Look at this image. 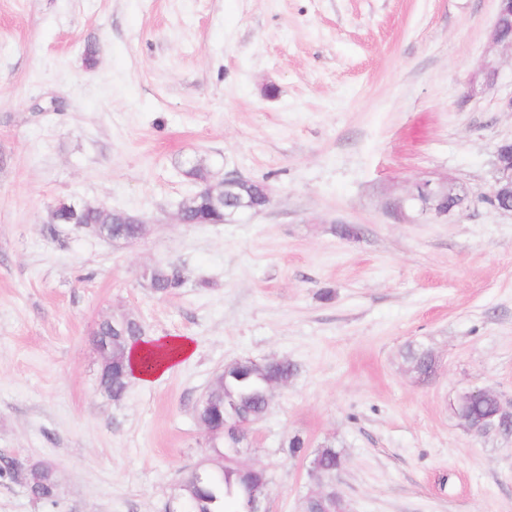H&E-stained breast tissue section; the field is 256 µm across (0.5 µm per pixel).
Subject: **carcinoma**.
<instances>
[{"label":"carcinoma","instance_id":"obj_1","mask_svg":"<svg viewBox=\"0 0 512 512\" xmlns=\"http://www.w3.org/2000/svg\"><path fill=\"white\" fill-rule=\"evenodd\" d=\"M185 176L197 184L195 210L184 214L188 221L209 220L217 223L224 218V203L212 200L200 192V188L209 183L207 174L199 164H191L184 170ZM64 224L77 227L83 224H100L105 235L112 241H136L144 232L138 224H123L121 217L105 210L101 205L77 204L75 208L68 203L58 205L52 221L44 225L46 234L54 236L58 226ZM144 275L152 285L155 294H170L185 284L181 270L172 264L155 263L146 267ZM145 328L137 317H130L124 330H113L112 318L101 320L94 345H108L112 365L100 370L98 384L113 401L122 400L130 383V372L126 361L128 348L144 340ZM404 359L410 367L428 372L433 368L430 349L422 345H410L404 353ZM296 366L286 358L272 357L265 360L262 367L249 363L241 369L224 374L219 371L203 394L196 400L194 412L196 419L207 433V445L211 454L204 468H191L177 484L185 491L184 512H252V496L266 490L270 485L268 471L262 468H250L243 465L228 439L224 435V422L261 419L268 411L267 392L284 374H295ZM496 402L492 397L471 400L459 412V423L470 425L495 412ZM311 462L318 466V472L333 474L343 465L342 453L333 446H323L314 451ZM28 494L37 503L54 505L57 502L59 478L57 469L45 460L27 463Z\"/></svg>","mask_w":512,"mask_h":512}]
</instances>
